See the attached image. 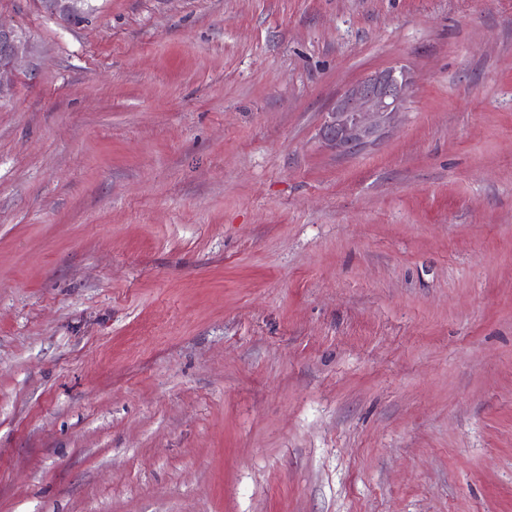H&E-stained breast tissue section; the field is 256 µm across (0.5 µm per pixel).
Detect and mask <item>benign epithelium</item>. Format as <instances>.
I'll return each mask as SVG.
<instances>
[{
    "label": "benign epithelium",
    "mask_w": 512,
    "mask_h": 512,
    "mask_svg": "<svg viewBox=\"0 0 512 512\" xmlns=\"http://www.w3.org/2000/svg\"><path fill=\"white\" fill-rule=\"evenodd\" d=\"M86 0H41L43 9L65 21H77L85 13ZM22 33L0 24V98L6 75L22 54ZM413 76L404 67H389L351 84L326 113L319 136L325 146L351 152L375 140L403 112L413 89Z\"/></svg>",
    "instance_id": "benign-epithelium-1"
}]
</instances>
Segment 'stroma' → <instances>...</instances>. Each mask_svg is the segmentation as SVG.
<instances>
[{
  "label": "stroma",
  "instance_id": "obj_1",
  "mask_svg": "<svg viewBox=\"0 0 512 512\" xmlns=\"http://www.w3.org/2000/svg\"><path fill=\"white\" fill-rule=\"evenodd\" d=\"M95 5L0 0V512H512V0ZM92 1V0H87ZM86 0H41L43 9L65 21H78L85 13ZM24 46L25 40L20 31L0 24V55L7 63L0 66V99L4 95L6 75L22 54ZM404 67H389L351 84L326 113L319 136L325 146L351 152L375 140L403 112L413 89Z\"/></svg>",
  "mask_w": 512,
  "mask_h": 512
}]
</instances>
